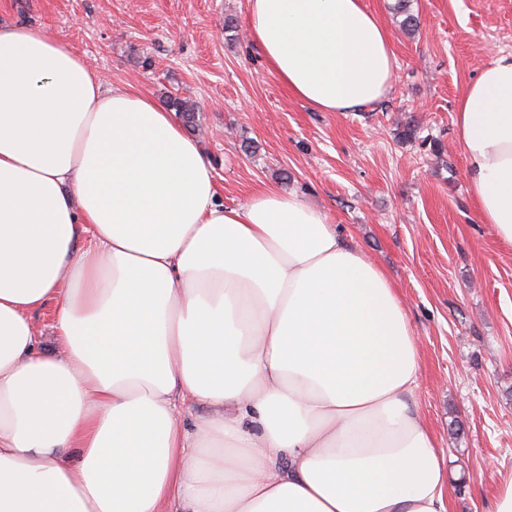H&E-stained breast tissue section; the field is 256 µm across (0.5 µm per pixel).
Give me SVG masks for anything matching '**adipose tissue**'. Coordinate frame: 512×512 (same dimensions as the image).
I'll list each match as a JSON object with an SVG mask.
<instances>
[{
	"mask_svg": "<svg viewBox=\"0 0 512 512\" xmlns=\"http://www.w3.org/2000/svg\"><path fill=\"white\" fill-rule=\"evenodd\" d=\"M247 26L319 111L392 88L363 0H248ZM455 126L512 244V53ZM419 362L391 280L323 211L275 189L224 206L173 112L0 22V512H449ZM187 400L211 409L189 428Z\"/></svg>",
	"mask_w": 512,
	"mask_h": 512,
	"instance_id": "ef3b65f1",
	"label": "adipose tissue"
}]
</instances>
